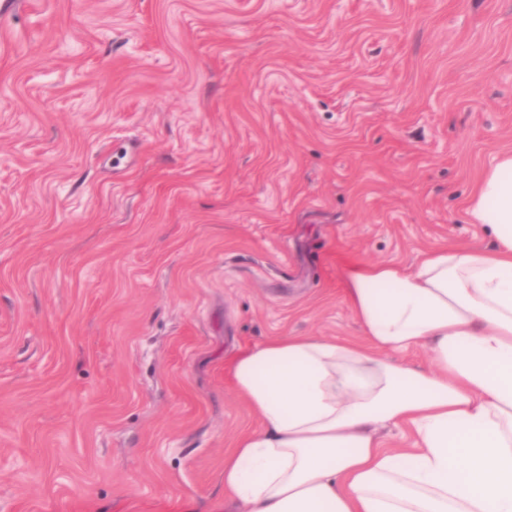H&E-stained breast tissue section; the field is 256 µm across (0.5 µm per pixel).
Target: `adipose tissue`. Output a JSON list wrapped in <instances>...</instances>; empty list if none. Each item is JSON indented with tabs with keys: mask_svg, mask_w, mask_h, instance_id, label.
Masks as SVG:
<instances>
[{
	"mask_svg": "<svg viewBox=\"0 0 512 512\" xmlns=\"http://www.w3.org/2000/svg\"><path fill=\"white\" fill-rule=\"evenodd\" d=\"M467 214L488 247L352 272L362 340L282 336L232 358L261 422L224 454L236 512H512V153ZM424 345L435 371L384 358ZM389 427L410 447H386Z\"/></svg>",
	"mask_w": 512,
	"mask_h": 512,
	"instance_id": "obj_1",
	"label": "adipose tissue"
}]
</instances>
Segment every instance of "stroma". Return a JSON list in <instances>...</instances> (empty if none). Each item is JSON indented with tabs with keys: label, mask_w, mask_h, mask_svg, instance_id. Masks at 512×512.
<instances>
[{
	"label": "stroma",
	"mask_w": 512,
	"mask_h": 512,
	"mask_svg": "<svg viewBox=\"0 0 512 512\" xmlns=\"http://www.w3.org/2000/svg\"><path fill=\"white\" fill-rule=\"evenodd\" d=\"M504 152L512 0L0 13V512H232L225 362L360 338L357 267L488 246Z\"/></svg>",
	"instance_id": "1"
}]
</instances>
